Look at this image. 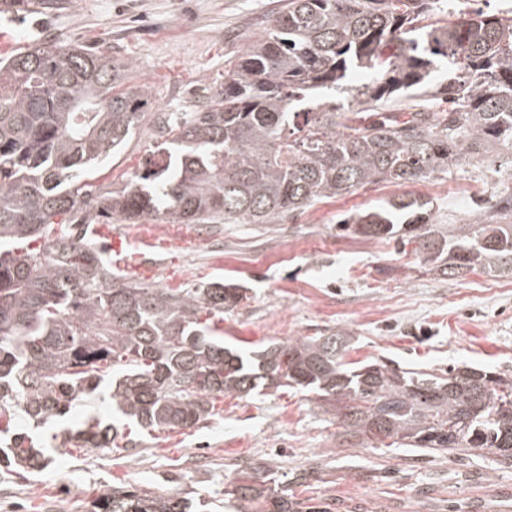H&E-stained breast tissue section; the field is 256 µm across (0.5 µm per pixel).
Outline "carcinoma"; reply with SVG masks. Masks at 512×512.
I'll return each instance as SVG.
<instances>
[{
	"instance_id": "1",
	"label": "carcinoma",
	"mask_w": 512,
	"mask_h": 512,
	"mask_svg": "<svg viewBox=\"0 0 512 512\" xmlns=\"http://www.w3.org/2000/svg\"><path fill=\"white\" fill-rule=\"evenodd\" d=\"M430 0H286L273 25L224 71L198 112L157 116L173 135L167 158L121 191L93 170L141 122L146 86H124L130 62L81 44L37 43L0 61V464L28 472L51 449L40 428L107 387L112 423L68 432L112 448L126 430L190 428L214 415L213 396L299 387L329 402L365 448L469 452L512 466V379L453 366L438 374L378 360L345 361L349 337L301 336L254 349L224 345L203 315L231 311L237 284L179 291L132 284L72 224L145 218L173 224H276L322 199L382 182L425 180L448 163L512 149V16L465 13L419 25ZM448 82L435 81L439 68ZM368 81L350 85L356 72ZM342 86L347 104L310 93ZM427 94L440 112H389L399 93ZM369 239L418 244L424 268L457 278L512 276V224H434L429 202L401 195L350 214ZM42 241L34 249L29 242ZM238 512H318L288 484H240ZM175 492L118 485L91 512H192Z\"/></svg>"
}]
</instances>
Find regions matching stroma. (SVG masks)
Instances as JSON below:
<instances>
[{
    "mask_svg": "<svg viewBox=\"0 0 512 512\" xmlns=\"http://www.w3.org/2000/svg\"><path fill=\"white\" fill-rule=\"evenodd\" d=\"M284 0H55L46 26L0 23V57L40 42L98 46L131 61L128 85L151 92L135 134L95 169L104 191L125 186L156 154L159 112H193L224 82V70L262 35ZM431 203L436 224H468L512 197V151L450 164L404 184H374L318 202L267 227L115 219L98 241L122 240L112 267L128 281L192 288L224 278L243 290L224 313L225 340L242 346L345 333L347 361L379 359L403 369L484 366L512 377V277L426 272L415 244L344 235L338 220L399 194ZM108 400L74 405L62 422L32 430L35 445L110 419ZM286 482L293 501L320 512H470L512 508V467L466 452L363 448L315 395L282 387L218 399L215 414L189 429L140 436L128 449L58 445L33 473L0 468V512H89L115 485L173 491L208 512H229L225 488L241 472Z\"/></svg>",
    "mask_w": 512,
    "mask_h": 512,
    "instance_id": "35a3bbf8",
    "label": "stroma"
}]
</instances>
